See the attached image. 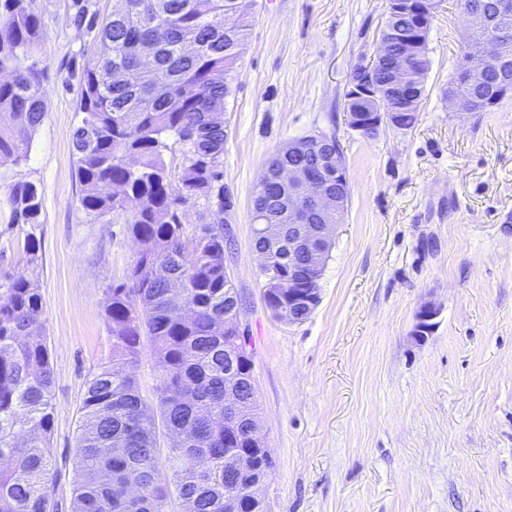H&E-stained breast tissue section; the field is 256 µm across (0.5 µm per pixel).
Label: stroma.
Here are the masks:
<instances>
[{"instance_id": "stroma-1", "label": "stroma", "mask_w": 512, "mask_h": 512, "mask_svg": "<svg viewBox=\"0 0 512 512\" xmlns=\"http://www.w3.org/2000/svg\"><path fill=\"white\" fill-rule=\"evenodd\" d=\"M45 116L26 160H0V276L28 268L11 185L42 193L37 270L54 372L49 494L70 503L88 377L111 361L106 292L127 282L136 244L121 214L80 203L81 78L117 0H30ZM386 0H256L228 99L224 185L234 211L226 264L243 302L262 430L275 462L268 512H512V97L449 110L467 24L441 0L432 68L414 127L363 138L345 93L372 49ZM335 133L351 195L319 282L320 303L289 325L265 305L251 200L289 141ZM440 313L425 338L416 315Z\"/></svg>"}]
</instances>
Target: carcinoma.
Returning a JSON list of instances; mask_svg holds the SVG:
<instances>
[{
  "label": "carcinoma",
  "mask_w": 512,
  "mask_h": 512,
  "mask_svg": "<svg viewBox=\"0 0 512 512\" xmlns=\"http://www.w3.org/2000/svg\"><path fill=\"white\" fill-rule=\"evenodd\" d=\"M102 24L85 67L79 101L81 123L73 134L79 155L81 205L99 216L122 213L137 243L129 282L107 291L104 311L112 363L86 381L75 454L78 471L69 512H168V486L158 480L155 416L168 430V468L178 496L194 512H225L234 498L239 512H254L249 493L260 466L246 438L258 403L246 391L253 360L237 365L244 388L232 404L224 400V309L237 299L224 273L223 161L227 132L211 119L215 104H227L239 78L238 65L252 23L255 0H122ZM498 0H458L490 20L489 32L512 41V18L496 16ZM232 28H224L225 18ZM42 26L27 0H0V160L27 157L44 118V71L32 63L40 51ZM153 46L154 72L115 83L117 69L137 68L141 51ZM403 61L408 88L390 84L389 67ZM429 48L393 36L373 76L387 106L415 125L420 107L407 108L408 91L424 97L421 76L431 66ZM500 78L491 65L473 82L460 66L449 83L486 98ZM180 147L182 169L172 181L164 159ZM325 149L283 155L277 167L298 164L321 170L343 203L349 180L336 182V167L323 163ZM8 200L17 224H38L39 188L11 186ZM202 205L205 243L189 246L195 229L184 223L188 206ZM252 214L264 224H289L288 189L265 175L252 199ZM264 247L275 272H288V244ZM40 241L26 233L22 254L28 275L0 278V512H58L49 508L53 454L50 348L41 334L43 302L36 270ZM183 287L182 305L170 283ZM150 343L159 382L156 406L142 398L136 381L142 338ZM235 451L224 453V437Z\"/></svg>",
  "instance_id": "carcinoma-1"
}]
</instances>
